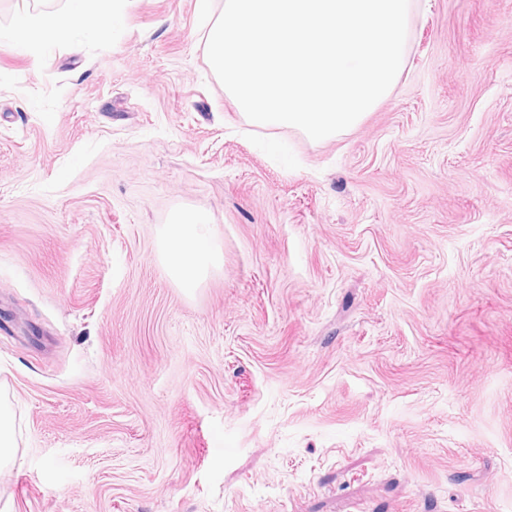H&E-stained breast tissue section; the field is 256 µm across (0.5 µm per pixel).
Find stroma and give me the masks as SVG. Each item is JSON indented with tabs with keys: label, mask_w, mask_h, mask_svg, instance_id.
Returning <instances> with one entry per match:
<instances>
[{
	"label": "stroma",
	"mask_w": 512,
	"mask_h": 512,
	"mask_svg": "<svg viewBox=\"0 0 512 512\" xmlns=\"http://www.w3.org/2000/svg\"><path fill=\"white\" fill-rule=\"evenodd\" d=\"M116 9L0 45V512H512V0H417L320 142L244 123L196 0ZM210 220L204 211L176 214L168 224L163 257L174 280L186 291L200 282L217 260ZM15 456V426L11 410L0 402V471L10 466Z\"/></svg>",
	"instance_id": "stroma-1"
}]
</instances>
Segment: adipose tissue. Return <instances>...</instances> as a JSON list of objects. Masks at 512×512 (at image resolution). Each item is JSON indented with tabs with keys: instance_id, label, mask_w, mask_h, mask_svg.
<instances>
[{
	"instance_id": "adipose-tissue-1",
	"label": "adipose tissue",
	"mask_w": 512,
	"mask_h": 512,
	"mask_svg": "<svg viewBox=\"0 0 512 512\" xmlns=\"http://www.w3.org/2000/svg\"><path fill=\"white\" fill-rule=\"evenodd\" d=\"M121 16L113 0H66L63 10H22L17 12L0 39L16 53L35 58L60 37L114 30ZM208 215L202 211L176 214L167 227L163 257L174 280L184 290L196 288L217 260L211 242Z\"/></svg>"
}]
</instances>
